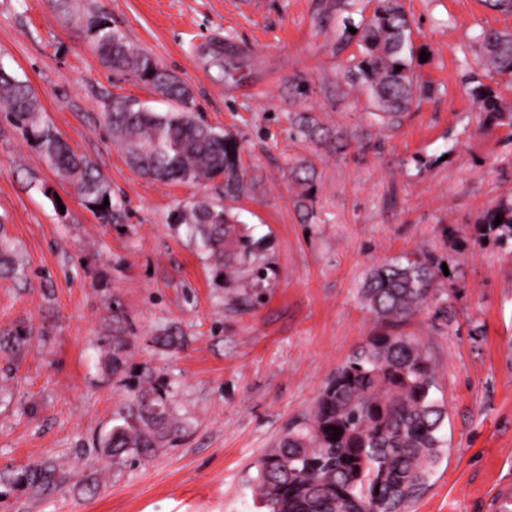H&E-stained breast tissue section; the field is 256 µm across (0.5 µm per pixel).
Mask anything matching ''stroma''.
<instances>
[{
  "mask_svg": "<svg viewBox=\"0 0 512 512\" xmlns=\"http://www.w3.org/2000/svg\"><path fill=\"white\" fill-rule=\"evenodd\" d=\"M425 93L393 128L346 73V37L366 0H0V63L28 82L41 117L106 177L116 212L104 222L0 114V226L22 278L0 275V475L45 459L62 491L0 490V512H260L259 459L300 425L336 368L378 333L422 340L448 407L445 447L409 512H482L512 482V247L476 243L480 215L512 198V128L485 129L469 93L473 38L512 32L486 0H403ZM95 13L190 88L198 118L241 142L260 183L234 211L262 257L261 303L244 281L216 276L175 224L178 207L223 203L214 183H161L128 165L104 120L121 95L168 103L96 54L82 15ZM231 42L223 68L206 48ZM305 80L309 96L294 94ZM311 112L350 139L311 142L288 114ZM316 169L309 211L290 170ZM427 254L446 263L422 314L378 321L361 289L370 268ZM127 341L119 371L108 341ZM173 336L177 346L159 344ZM162 383L189 426L176 447L114 463L99 442L134 389Z\"/></svg>",
  "mask_w": 512,
  "mask_h": 512,
  "instance_id": "35a3bbf8",
  "label": "stroma"
}]
</instances>
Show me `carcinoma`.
Segmentation results:
<instances>
[{"label": "carcinoma", "mask_w": 512, "mask_h": 512, "mask_svg": "<svg viewBox=\"0 0 512 512\" xmlns=\"http://www.w3.org/2000/svg\"><path fill=\"white\" fill-rule=\"evenodd\" d=\"M87 18L94 48L113 71L134 74L173 103L160 114L131 110L127 99L112 98L105 113L108 129L131 166L159 182L203 183L221 177L229 201L252 195L257 178L243 164L239 141L196 117L189 87L148 53L133 48L100 16L91 13ZM359 31L363 58L349 68L348 80L366 85L380 124L399 123L420 100L419 75L405 53L411 28L402 0H376ZM477 46L483 74L471 96L488 126L512 128V108L493 86L499 80L512 83V33L485 32ZM0 112L35 143L49 167L78 184L88 208L102 218L110 214L109 206L99 209L111 197L105 178L39 119V100L26 82L0 77ZM290 121L294 133L305 138L322 130L309 112L297 113ZM313 179L309 167L295 175V184L303 188L298 198L303 208L311 206ZM498 217L502 223L497 226ZM175 223L186 226L217 273L231 278L250 271L263 280L256 261L270 242L249 234L232 207L190 204L177 211ZM477 230L478 242L490 237L502 244L512 242V202L484 212ZM18 268L10 243L0 238V273ZM442 275V263L429 255L383 263L371 272L362 299L378 320L403 322L430 306ZM125 352V340L112 338V371L122 368ZM435 388L434 365L417 338L389 333L369 337L329 377L309 420L288 429L261 457L256 491L262 507L267 512H373L377 506L380 512H407L442 448L440 432L448 409L433 397ZM335 427L340 429L337 438ZM185 432L167 391L151 384L134 391L101 448L117 460H143L174 446ZM6 482L43 494L62 484L64 477L47 459Z\"/></svg>", "instance_id": "carcinoma-1"}]
</instances>
